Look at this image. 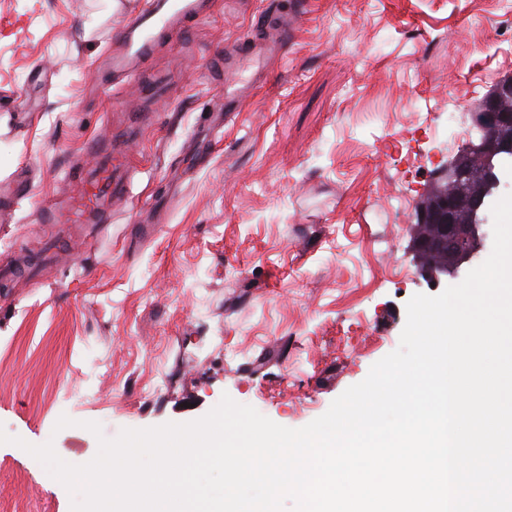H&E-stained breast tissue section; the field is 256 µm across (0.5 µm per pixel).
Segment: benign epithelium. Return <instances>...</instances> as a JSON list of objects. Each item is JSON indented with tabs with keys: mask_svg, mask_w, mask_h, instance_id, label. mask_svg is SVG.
Listing matches in <instances>:
<instances>
[{
	"mask_svg": "<svg viewBox=\"0 0 512 512\" xmlns=\"http://www.w3.org/2000/svg\"><path fill=\"white\" fill-rule=\"evenodd\" d=\"M472 120L484 132V136L475 142L468 143L462 152L475 155L482 163L485 188L483 193L468 201L470 223H455L458 199L451 194L433 210L420 214L422 221L439 225L441 236L435 241L415 242L414 250L430 252L446 245L455 249L459 257L455 265L445 271L424 272V279L434 286L458 278L463 266L482 250L485 240V212L489 205V199L500 185L501 168L506 162H512V139L497 140L485 135L490 128L512 127V113L499 110L495 102L491 101L486 105L484 111L472 113ZM444 171L448 172L450 178L455 180L457 185L472 179L471 169L459 166L453 160L445 165Z\"/></svg>",
	"mask_w": 512,
	"mask_h": 512,
	"instance_id": "1",
	"label": "benign epithelium"
}]
</instances>
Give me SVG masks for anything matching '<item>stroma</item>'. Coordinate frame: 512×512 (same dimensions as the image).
Returning <instances> with one entry per match:
<instances>
[{"mask_svg": "<svg viewBox=\"0 0 512 512\" xmlns=\"http://www.w3.org/2000/svg\"><path fill=\"white\" fill-rule=\"evenodd\" d=\"M143 5L100 21L105 0H0V186H29L0 214V266L42 253L85 142L139 115L133 196L104 233L71 228L39 276L0 284V428L67 462L225 395L301 428L364 380L409 299L437 292L415 208L512 77V0H215L142 75L103 82ZM298 7L284 53L225 73V49ZM0 512H71V496L0 444Z\"/></svg>", "mask_w": 512, "mask_h": 512, "instance_id": "1", "label": "stroma"}]
</instances>
